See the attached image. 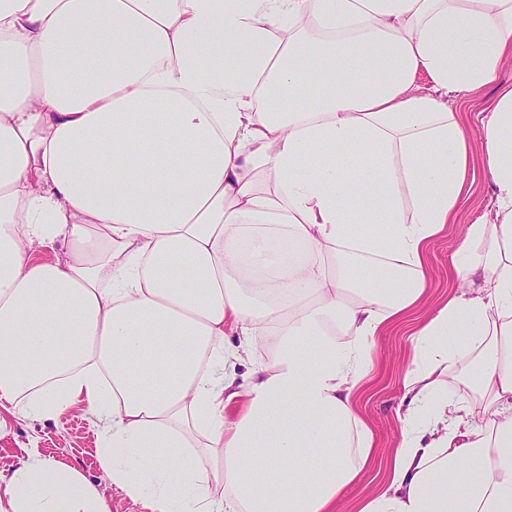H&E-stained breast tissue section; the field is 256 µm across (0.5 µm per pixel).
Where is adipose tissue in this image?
<instances>
[{
  "instance_id": "obj_1",
  "label": "adipose tissue",
  "mask_w": 512,
  "mask_h": 512,
  "mask_svg": "<svg viewBox=\"0 0 512 512\" xmlns=\"http://www.w3.org/2000/svg\"><path fill=\"white\" fill-rule=\"evenodd\" d=\"M511 58L512 0H0V410L83 405L146 512H336L373 446L353 391L477 132L494 206L450 258L477 294L416 332L359 512H512V85L473 130L448 105ZM0 512L110 510L34 451Z\"/></svg>"
}]
</instances>
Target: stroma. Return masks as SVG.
I'll list each match as a JSON object with an SVG mask.
<instances>
[{
	"mask_svg": "<svg viewBox=\"0 0 512 512\" xmlns=\"http://www.w3.org/2000/svg\"><path fill=\"white\" fill-rule=\"evenodd\" d=\"M470 168L474 174L471 190L461 200L455 223L430 242L424 255L428 280L425 300L412 307L395 326L378 338L373 364L355 390V409L374 433L371 457L357 483L341 498L339 512H359L363 502L387 486L386 464L400 435L398 411L403 406V376L412 360L411 336L424 315L436 304L446 302L457 290L449 257L459 245L463 230L491 209V194L484 180V148L473 139ZM40 452L77 466L99 484L111 512H144L140 502L113 489L97 462L100 446L98 428L83 406L75 405L54 418L23 420L0 437V464L24 458L30 441Z\"/></svg>",
	"mask_w": 512,
	"mask_h": 512,
	"instance_id": "1",
	"label": "stroma"
}]
</instances>
